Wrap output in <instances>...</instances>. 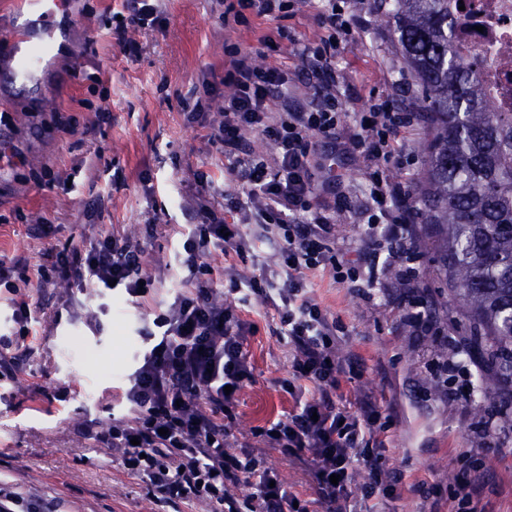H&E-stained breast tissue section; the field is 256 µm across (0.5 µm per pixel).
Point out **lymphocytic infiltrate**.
Segmentation results:
<instances>
[{"mask_svg": "<svg viewBox=\"0 0 512 512\" xmlns=\"http://www.w3.org/2000/svg\"><path fill=\"white\" fill-rule=\"evenodd\" d=\"M306 2L225 0L224 15L245 24L253 17L287 16ZM126 10L115 35L133 56L140 47L129 29L154 30L165 19L157 0H126ZM319 20L327 38L300 54L311 80L321 79L335 58V32L345 25L336 0H326ZM226 51L220 120L204 112L189 119L207 127L209 143L223 154L240 190L217 192L206 174H197L193 221L183 227L174 265L178 289L164 292L162 276L143 271V248L124 233L102 230L72 249L45 252L57 281L88 283L97 297L112 292L153 312L136 331L143 350L121 390L132 416L101 428L95 439L156 502L173 508L192 502L210 512H310L315 503L322 512H384L403 476L385 467L381 450L388 427L381 407L358 384L361 359L339 354L336 337L344 327L316 300L313 280L327 277L364 292L379 266L412 259L417 227L400 208L401 185L384 172L391 137L420 115L385 104L368 115L375 169L367 206L374 216L364 252H355L340 246L330 216L318 212L319 189L310 177L318 143L332 155L348 150L336 132L335 96L314 105L293 99L281 68L257 65L251 52L235 45ZM248 131L257 132L268 151L251 149L244 140ZM216 250L224 254L219 268L209 262ZM218 279L226 288L221 295L213 287ZM255 307L270 317L287 346L282 387L294 405L243 441L236 434L238 407L241 391L255 381L245 347L257 330L248 317ZM343 381L352 384V398H337ZM270 448L300 466L312 498L280 484L267 461ZM362 470L367 477L360 483Z\"/></svg>", "mask_w": 512, "mask_h": 512, "instance_id": "1", "label": "lymphocytic infiltrate"}]
</instances>
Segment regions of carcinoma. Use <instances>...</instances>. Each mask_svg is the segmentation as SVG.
I'll use <instances>...</instances> for the list:
<instances>
[{
  "label": "carcinoma",
  "instance_id": "obj_1",
  "mask_svg": "<svg viewBox=\"0 0 512 512\" xmlns=\"http://www.w3.org/2000/svg\"><path fill=\"white\" fill-rule=\"evenodd\" d=\"M381 18L431 122L418 215L432 227L452 301L472 324V347L494 367L477 392L502 398L512 383V113L496 111L460 63L448 0H394Z\"/></svg>",
  "mask_w": 512,
  "mask_h": 512
}]
</instances>
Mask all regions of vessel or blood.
Masks as SVG:
<instances>
[{"instance_id": "vessel-or-blood-1", "label": "vessel or blood", "mask_w": 512, "mask_h": 512, "mask_svg": "<svg viewBox=\"0 0 512 512\" xmlns=\"http://www.w3.org/2000/svg\"><path fill=\"white\" fill-rule=\"evenodd\" d=\"M68 0H24V8L15 25L14 67L12 78L26 89H34L43 59L50 46L53 30L51 15L66 8Z\"/></svg>"}]
</instances>
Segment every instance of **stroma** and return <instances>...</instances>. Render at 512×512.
<instances>
[{
    "mask_svg": "<svg viewBox=\"0 0 512 512\" xmlns=\"http://www.w3.org/2000/svg\"><path fill=\"white\" fill-rule=\"evenodd\" d=\"M159 7L164 26L134 32L141 51L130 57L109 25L122 0H73L71 9L53 17L61 40L39 88L22 93L0 80V113L14 120L0 132L13 149L10 162L0 164V260L22 258L18 274L33 285L28 302L35 317L31 362L15 379L0 381V480L25 497L57 505L59 512L164 509L113 463L108 449L82 433L84 425H108L125 415L120 376L131 371L137 352L130 328L146 312L121 297L107 299L102 330L92 333L69 309L70 303L93 300L92 288L42 283L44 249L81 243L100 230L137 234L151 221L183 223L178 204L195 194V173H206L223 188L229 179L224 158L187 114L198 103L218 111L219 99L205 94L202 83L220 82L230 61L225 45L239 44L257 64L286 71L298 99L314 97L297 55L326 34L313 2L284 18L230 26L222 0H159ZM344 10L350 33L341 39L329 80L339 102L338 132L356 133L357 117L375 103L420 111L421 88L404 69L376 0H347ZM277 28L287 37L278 51H267L260 38ZM101 108L109 113L102 123ZM58 112L75 116L79 131L57 129ZM430 135L424 122L393 143L387 175L403 186L401 206L408 212L425 189L423 146ZM369 166L367 145L359 142L335 164L317 158L311 170L314 183L334 180L321 205L335 220L337 235L354 249L361 248L368 221L363 205ZM46 167L70 180V187L37 186L31 174ZM38 223L51 225L49 236L35 235ZM438 264L432 249L420 252L415 263L419 298L437 302L434 336L415 335L403 321L402 266L381 277L370 301L326 280L317 283L315 294L345 328L342 353L363 358L361 384L376 395L388 419L384 461L403 473L405 485L391 512H421L422 500L410 490L419 481L432 487L440 512H446L456 480L476 468L483 475L484 512H512V430L492 445L475 447L498 405L463 397L468 370L442 366L467 344L470 330L436 275ZM250 318L258 331L246 342L255 381L240 397L239 432L245 436L293 406L279 386L287 376L286 347L262 312Z\"/></svg>",
    "mask_w": 512,
    "mask_h": 512,
    "instance_id": "1",
    "label": "stroma"
}]
</instances>
